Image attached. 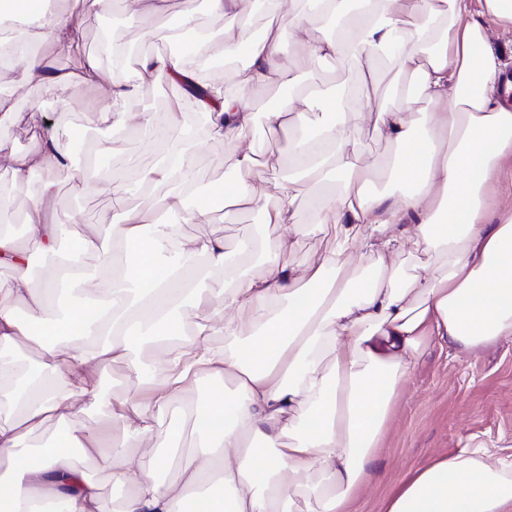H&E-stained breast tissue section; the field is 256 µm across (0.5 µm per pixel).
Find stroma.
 <instances>
[{
  "label": "stroma",
  "mask_w": 512,
  "mask_h": 512,
  "mask_svg": "<svg viewBox=\"0 0 512 512\" xmlns=\"http://www.w3.org/2000/svg\"><path fill=\"white\" fill-rule=\"evenodd\" d=\"M57 8L83 13V52L101 44L102 35L107 32L116 41L147 47L149 55L157 57L161 51L148 32L159 22H175L183 0H169V9L160 19L139 13L132 0H118L120 21L110 27L105 24V11L89 6L85 0H58ZM283 37L294 47L293 54L283 60L291 74L306 81L320 78L345 84L354 79L349 64L340 59L325 61L311 71L304 69L302 63L309 56L310 46L297 45L292 31H284ZM100 62V85L78 84L68 89L49 81L20 87L13 84L10 72L0 70V99L8 101L12 108L11 113L0 112V143L6 147L0 153V191L8 192L13 202L11 211L0 214V225L22 217L48 180L56 185L52 213L69 224L71 235L91 229L103 231L112 224L118 207L111 197L90 186L75 188L71 170L37 171L19 179L10 161L11 155L30 153L40 137L56 138L64 151H72L76 133L99 134L104 126L103 113H163L185 92L184 84L161 77L142 83L134 98L110 99L101 85L110 79L112 59L104 54ZM33 99L40 102L42 112L36 125L31 124L26 112ZM279 101L280 89L276 86L251 93L249 102L257 119L250 137L263 151L283 156L288 152L287 140L271 133L264 119L265 112L274 110ZM351 123L362 143L363 164L370 168L381 166L393 153V146L377 137L366 112L353 114ZM234 161L230 147L205 137L200 139L196 150L200 183L215 187L237 178ZM212 233L223 236L227 246L233 248L244 239L274 238L278 231L264 224L257 211L241 210L230 220L223 213L214 212L200 222L181 225L170 249L180 251L186 240ZM99 382L100 403L86 408L79 419L86 428L105 434L107 446L113 447L120 444L122 429L112 421L109 405L124 396L134 384L135 375L126 362L116 360L100 372ZM478 445L497 457L512 459V338L475 354L437 347L425 353L400 392L372 466V481L361 496L359 512H382L385 493L407 473L432 459Z\"/></svg>",
  "instance_id": "obj_1"
}]
</instances>
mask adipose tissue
<instances>
[{"label": "adipose tissue", "mask_w": 512, "mask_h": 512, "mask_svg": "<svg viewBox=\"0 0 512 512\" xmlns=\"http://www.w3.org/2000/svg\"><path fill=\"white\" fill-rule=\"evenodd\" d=\"M225 19L222 46L201 40L193 57L171 52L145 57L127 71L125 48L111 44L108 96L128 99L140 84L162 76L208 85L210 60L245 54L236 89L200 100L177 99L170 111L103 113L109 127L135 125L147 142L167 135L160 160L139 168L138 182L159 213L124 209L109 235L89 231L79 254H111L120 244L134 258L108 285L82 267L40 284L26 276L28 254L0 226V267L15 277L0 287V512H101L100 487L72 449L87 460L101 455V436L78 421L76 401L100 400L99 372L117 359L140 371L137 350L166 343L154 364L164 379L150 394L133 385L111 404L123 443L150 436L179 443L181 431L154 423L189 386L208 381L195 408L202 442L176 479L158 480L167 459L134 463L113 451L106 468L127 488L117 512H287L294 499L313 512H355L391 409L421 355L441 346L473 352L512 337V107L499 83L507 65L489 45L487 27L512 35V0H310L307 9H281L259 38L241 41L230 20L240 0H208ZM19 14L28 28L13 32L9 71L24 82L62 87L100 78L96 57L82 53L83 16L47 10L45 0H0V16ZM311 43L309 66L345 55L362 77L345 100L368 108L376 134L394 146L376 172L361 163L362 148L344 116L335 115L325 89L297 92L266 113L270 130L290 135L289 170L273 190L252 177L259 152L249 139L256 114L252 90L284 79L289 49L284 28ZM74 57V69L55 73L30 49L31 37ZM389 59L398 79L393 100L367 92L375 64ZM203 112L207 135L231 146L238 176L223 190L197 188V143L182 116ZM17 177L68 167L56 140L39 141L12 159ZM498 178L496 197L485 194ZM323 188L313 221H294L305 186ZM54 195L45 183L25 217L34 244L54 251L64 225L48 215ZM214 207L250 209L266 224L291 225L265 248L262 269L229 268L224 239L201 235L187 259L207 261L193 280L164 268L160 255L178 223ZM325 242L316 261L287 260L300 237ZM202 310L189 323L186 304ZM223 326L226 344L210 337ZM192 339H185V332ZM37 353V370L20 376L11 350ZM233 389H226V382ZM64 433L32 450L29 436L48 415ZM384 512H512V462L490 461L477 447L410 472L385 500Z\"/></svg>", "instance_id": "1"}]
</instances>
